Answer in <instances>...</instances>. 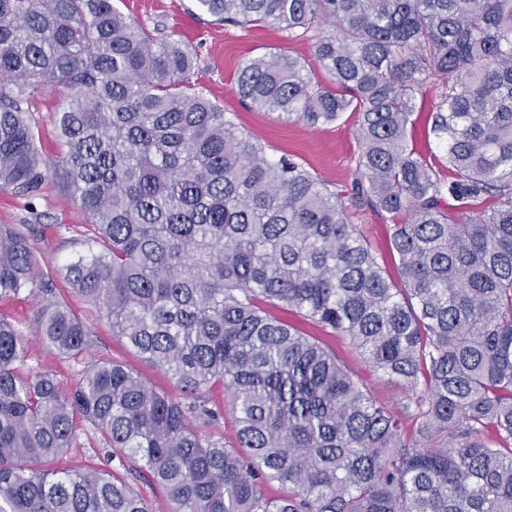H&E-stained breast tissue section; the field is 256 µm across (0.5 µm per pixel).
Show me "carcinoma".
I'll use <instances>...</instances> for the list:
<instances>
[{
    "instance_id": "cac0c4a2",
    "label": "carcinoma",
    "mask_w": 512,
    "mask_h": 512,
    "mask_svg": "<svg viewBox=\"0 0 512 512\" xmlns=\"http://www.w3.org/2000/svg\"><path fill=\"white\" fill-rule=\"evenodd\" d=\"M196 6L226 24L335 27L313 58L341 92L281 52L243 63L237 92L315 128L358 113L353 199L393 223L398 280L339 194L271 159L192 81L182 40H157L112 0H0V188L32 198L47 174L61 180L88 224L60 275L194 398L111 360L70 393L51 370L23 374L27 337L0 312V512H152L125 477L40 468L84 422L164 487L172 512H512V0ZM429 84L451 208L410 144ZM45 86L64 90L55 163L30 116ZM480 197L494 206L472 210ZM40 220L0 224V300L37 298L35 335L74 359L91 332L39 272L28 231ZM268 304L349 336L399 380L402 405ZM214 385L244 454L193 422L215 419L197 400ZM270 481L287 493L265 497Z\"/></svg>"
}]
</instances>
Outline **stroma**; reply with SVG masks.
I'll use <instances>...</instances> for the list:
<instances>
[{"mask_svg": "<svg viewBox=\"0 0 512 512\" xmlns=\"http://www.w3.org/2000/svg\"><path fill=\"white\" fill-rule=\"evenodd\" d=\"M125 15L137 20L154 37L173 35L196 55V82L203 85L210 99L233 115L240 131L251 135L273 157H288L300 164L331 190L346 193L357 176L360 152V122L356 113H344L342 118L315 130L304 123L286 120L277 115L246 105L238 96L236 78L239 66L246 60L268 52L283 51L306 64H313V45L317 31L297 35L270 26H239L219 23L200 12L194 0H114ZM439 100L436 86H428L417 99L416 124L412 145L421 155L437 159L442 155L431 132L432 114ZM59 93L53 87L41 89L32 103V117L38 127L42 151L53 158L56 150L54 114ZM42 215L33 233L34 246L42 273L55 275L69 258L82 251V226L87 217L73 201L60 180L47 176L35 198L15 196L0 189V224H25L32 212ZM350 221L356 231L371 246L379 263L390 277H397V262L390 253L391 224L372 208L353 206ZM56 293L90 331V346L80 359H63L47 351L37 341H30L25 369H48L55 372L62 388L74 389L84 366L99 359H111L139 372L152 386L165 391L182 403L186 396L168 374L151 365L129 348L125 341L113 335L112 327L99 310L84 297L64 284H57ZM288 322L300 326L304 333L323 340L369 384L374 396L389 407H397L402 399L400 386L383 373L373 371L349 336L329 333L295 315ZM202 399L217 417L209 423H199L202 436L224 441L227 447L237 445V426L231 414L224 390L212 386L204 390ZM89 465L117 472L133 479L139 493L148 501L152 512H171L172 504L163 487L143 476H136L132 462H119L108 456L101 437L94 429H86L77 447L52 461L55 469Z\"/></svg>", "mask_w": 512, "mask_h": 512, "instance_id": "1", "label": "stroma"}]
</instances>
